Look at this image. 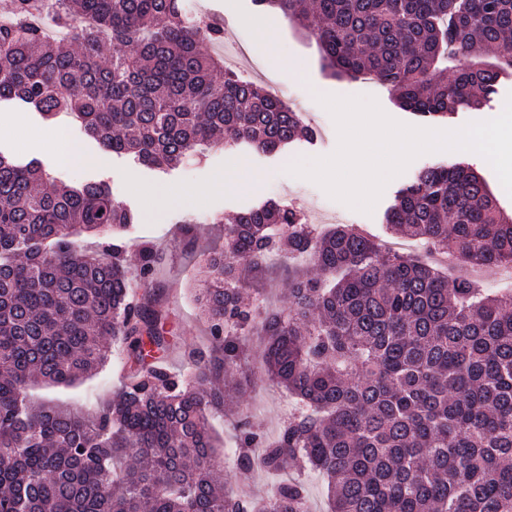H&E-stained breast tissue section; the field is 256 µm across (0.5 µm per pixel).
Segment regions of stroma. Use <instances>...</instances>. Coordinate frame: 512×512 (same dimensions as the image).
<instances>
[{
    "instance_id": "obj_1",
    "label": "stroma",
    "mask_w": 512,
    "mask_h": 512,
    "mask_svg": "<svg viewBox=\"0 0 512 512\" xmlns=\"http://www.w3.org/2000/svg\"><path fill=\"white\" fill-rule=\"evenodd\" d=\"M199 2L207 22L224 30L223 41L205 43V51L221 56L227 69L243 73L260 84L275 83L304 92V99L292 102L291 107L301 112L306 123L315 129L313 141L298 142L285 154L264 153L244 145L230 151L213 148L201 160L167 170L117 154L111 155L105 166L80 165L63 160L62 144H70L72 149L85 154L101 152L102 147L71 117L62 115L48 121L21 102L0 103V154L21 163L40 162L57 181L67 184L89 180L105 183L113 198L138 216L137 222L123 233L129 248L148 242L162 252L163 261L156 271L152 289L169 309L167 329L172 345V353L167 359L169 367L184 368L188 352L203 351L208 346L206 326L194 301L202 252L221 244L224 226L234 216L263 200L287 201L304 215L308 223L320 227L350 224L376 242L383 243L395 238L385 222V212L401 188L410 184L426 166L466 163L486 179L500 204L507 213H512V195L506 192L489 163L472 152L442 151L417 157L387 184L369 214L331 199L316 183L288 172L289 166L296 161L330 155L338 146L335 122L318 102V95L371 96L388 116L397 121L432 129H458L470 122L498 116L508 95L512 94V77L500 81L482 108L464 107L447 119L423 118L399 107L388 90L375 81L333 74L316 42L304 33L299 23L272 10H259L253 0ZM265 29L275 34L276 50H269L262 38L261 32ZM5 113L18 114V121L2 122L1 116ZM236 159L247 162L257 177L256 184L248 189L211 190L212 176L228 169ZM154 187L173 192V201L162 204L160 209H149L144 192ZM186 191L200 193L201 201L183 200L182 194ZM187 224L196 228L195 241H186L182 236V228ZM250 353V365L255 372L241 400L239 414L248 416L255 429L270 436L277 431L294 402L260 370V344L252 343ZM126 360L123 345L113 344L112 364L105 371L69 387L38 385L32 396L38 402L50 399L75 412H90L96 401L110 398L120 386ZM237 416L219 412L212 419L222 443L224 481L229 488H247L260 495L268 490L270 479L263 471L240 469L235 447Z\"/></svg>"
}]
</instances>
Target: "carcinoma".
Wrapping results in <instances>:
<instances>
[{"mask_svg": "<svg viewBox=\"0 0 512 512\" xmlns=\"http://www.w3.org/2000/svg\"><path fill=\"white\" fill-rule=\"evenodd\" d=\"M298 19L333 70L378 80L402 108L446 118L478 108L512 61V0H254ZM223 38L181 0H12L0 18V102L45 119L62 113L112 153L176 168L219 145L279 152L315 131L267 87L204 52ZM0 154V512H306L303 475L320 474L327 512H512V295L450 279L429 262L382 252L337 224L317 233L292 206L267 201L224 225L196 301L212 345L173 374L167 311L133 293L156 254L133 258L118 232L134 216L101 184L53 183ZM396 233L472 266H512V214L464 164L429 166L387 215ZM288 273L285 307L261 312L244 288L271 257ZM298 408L268 442L237 423L239 465L296 477L256 501L223 485L209 416L232 410L250 377L247 337ZM131 358L94 419L37 382L71 385L106 366L110 340Z\"/></svg>", "mask_w": 512, "mask_h": 512, "instance_id": "cac0c4a2", "label": "carcinoma"}]
</instances>
